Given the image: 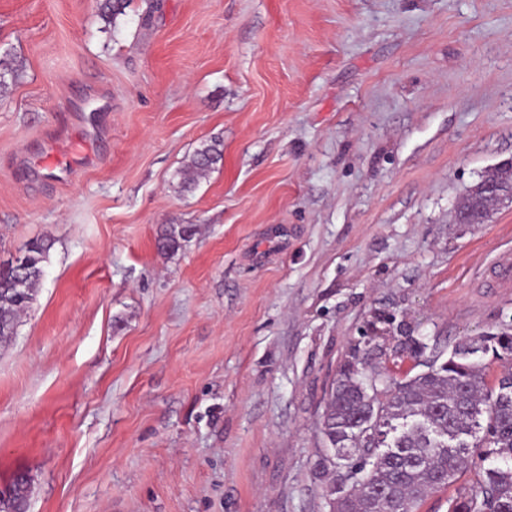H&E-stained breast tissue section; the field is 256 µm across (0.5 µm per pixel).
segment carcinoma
<instances>
[{
    "label": "carcinoma",
    "instance_id": "carcinoma-1",
    "mask_svg": "<svg viewBox=\"0 0 512 512\" xmlns=\"http://www.w3.org/2000/svg\"><path fill=\"white\" fill-rule=\"evenodd\" d=\"M222 156L206 145L181 170L179 187L188 190ZM191 226L170 229L157 240L175 251ZM51 248L35 240L24 267L0 265V341L15 332L19 313L35 301ZM415 350L424 370L398 380L383 370L360 374L359 352L350 355L332 383L318 426L331 454L319 467L329 512H412L468 468L478 470L475 489L448 500V512H512V377L494 383L478 354L512 359V333L478 336L456 345L446 360ZM23 477L0 498V512H16Z\"/></svg>",
    "mask_w": 512,
    "mask_h": 512
}]
</instances>
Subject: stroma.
Segmentation results:
<instances>
[{
	"instance_id": "35a3bbf8",
	"label": "stroma",
	"mask_w": 512,
	"mask_h": 512,
	"mask_svg": "<svg viewBox=\"0 0 512 512\" xmlns=\"http://www.w3.org/2000/svg\"><path fill=\"white\" fill-rule=\"evenodd\" d=\"M100 3L0 0V263L52 244L0 343V486L328 512L317 422L370 327L444 354L512 329V206L454 221L512 162V0ZM218 146L219 144L214 142L195 151L185 168L180 172L179 187L182 190L190 189L197 182L199 176L204 175L221 159L222 151Z\"/></svg>"
}]
</instances>
